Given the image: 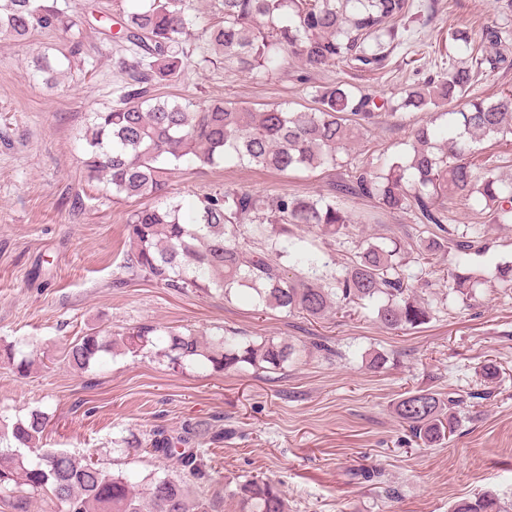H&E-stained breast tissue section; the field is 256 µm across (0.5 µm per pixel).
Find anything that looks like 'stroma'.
Listing matches in <instances>:
<instances>
[{
  "label": "stroma",
  "instance_id": "obj_1",
  "mask_svg": "<svg viewBox=\"0 0 512 512\" xmlns=\"http://www.w3.org/2000/svg\"><path fill=\"white\" fill-rule=\"evenodd\" d=\"M58 4L85 13L86 24L83 52L63 61L57 88L47 86L34 59L44 52L61 58L65 33L38 31L23 43L0 42V345L36 358L26 377L0 363V417L42 410L51 418L48 447L95 456L110 472L140 474L162 465L146 454L114 450V439L130 429L173 431L189 419L215 422L224 439L212 464L225 484L241 475L279 482L289 512H449L455 501L487 491L512 500V288L496 279L499 266L512 264V225H486L489 248L469 261L481 282L474 300L459 299L440 282L418 286L433 314L414 329H384L362 304L312 320L126 279L125 224L140 202L112 197L88 179L82 135L87 115L118 103L124 75L117 60L129 50L108 27L132 0ZM493 16L492 0H440L433 21L415 25L408 45L376 72L331 66L305 74L292 63L255 78L233 63H203L152 92L259 108L306 105V85L346 80L395 97L417 72L444 63L435 47L438 32L455 26L475 35ZM420 118L415 112L364 133L362 158L408 150ZM337 177L324 170L277 174L183 164L170 189L182 208L194 209L203 195L227 188L308 196L326 191ZM371 237L409 245L416 232L408 216L388 214L326 240L324 248L341 258ZM145 325L200 336L231 327L278 342L321 338L333 352L303 354L282 375L175 370L147 351L105 356L84 373L63 360L65 343L88 328L121 334ZM368 349L385 354L382 369L362 363ZM489 362L499 370L492 384L482 376ZM419 389L464 402L458 427L442 444L417 442L394 412L402 395Z\"/></svg>",
  "mask_w": 512,
  "mask_h": 512
}]
</instances>
